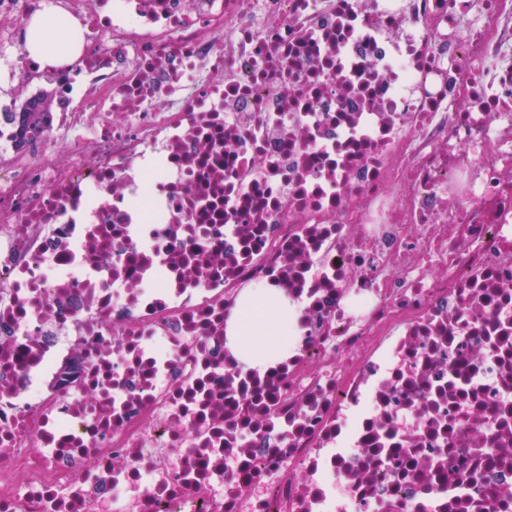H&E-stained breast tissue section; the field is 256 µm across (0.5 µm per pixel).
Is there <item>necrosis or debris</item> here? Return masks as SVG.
Masks as SVG:
<instances>
[{
  "instance_id": "obj_1",
  "label": "necrosis or debris",
  "mask_w": 512,
  "mask_h": 512,
  "mask_svg": "<svg viewBox=\"0 0 512 512\" xmlns=\"http://www.w3.org/2000/svg\"><path fill=\"white\" fill-rule=\"evenodd\" d=\"M0 512H512V0H0ZM25 42L29 54L49 66L73 58L81 48L80 31L75 21L58 11L35 15L26 28ZM38 103L36 106L24 107L23 112H15L16 115V140L20 143H28L36 139L40 133L42 124L47 116L53 112L55 99L50 93H43L41 97H36ZM298 306L267 282L251 283L237 298L227 329V345L245 369L264 371L288 356Z\"/></svg>"
}]
</instances>
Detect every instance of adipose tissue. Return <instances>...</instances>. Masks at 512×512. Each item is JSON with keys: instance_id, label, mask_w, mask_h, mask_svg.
Returning a JSON list of instances; mask_svg holds the SVG:
<instances>
[{"instance_id": "adipose-tissue-1", "label": "adipose tissue", "mask_w": 512, "mask_h": 512, "mask_svg": "<svg viewBox=\"0 0 512 512\" xmlns=\"http://www.w3.org/2000/svg\"><path fill=\"white\" fill-rule=\"evenodd\" d=\"M29 54L55 66L74 57L81 48L80 31L67 14L50 11L35 15L25 31ZM298 307L284 292L267 282L243 288L227 329V344L247 369L266 370L288 355Z\"/></svg>"}]
</instances>
